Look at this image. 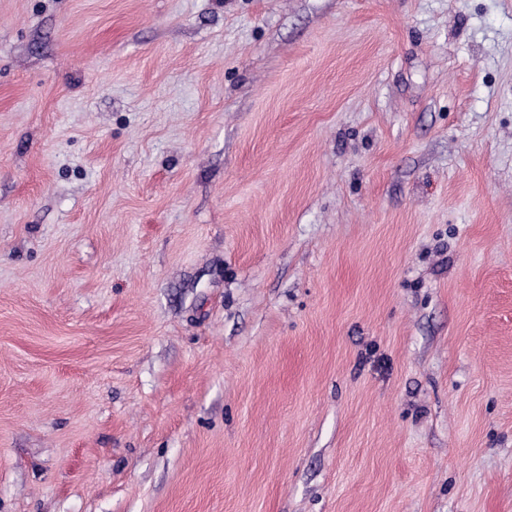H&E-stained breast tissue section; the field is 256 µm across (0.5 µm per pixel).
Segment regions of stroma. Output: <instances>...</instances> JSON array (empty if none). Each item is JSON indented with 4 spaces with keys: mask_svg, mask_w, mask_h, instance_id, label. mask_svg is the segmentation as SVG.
Instances as JSON below:
<instances>
[{
    "mask_svg": "<svg viewBox=\"0 0 512 512\" xmlns=\"http://www.w3.org/2000/svg\"><path fill=\"white\" fill-rule=\"evenodd\" d=\"M0 512H512V0H0Z\"/></svg>",
    "mask_w": 512,
    "mask_h": 512,
    "instance_id": "1",
    "label": "stroma"
}]
</instances>
